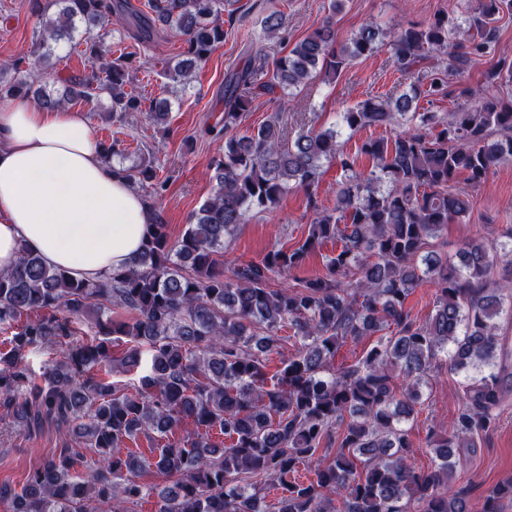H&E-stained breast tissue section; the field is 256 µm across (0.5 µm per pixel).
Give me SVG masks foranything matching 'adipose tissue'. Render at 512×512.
<instances>
[{"mask_svg":"<svg viewBox=\"0 0 512 512\" xmlns=\"http://www.w3.org/2000/svg\"><path fill=\"white\" fill-rule=\"evenodd\" d=\"M150 222L141 194L103 160L74 110L23 95L0 107V271L25 247L99 280L131 263Z\"/></svg>","mask_w":512,"mask_h":512,"instance_id":"obj_1","label":"adipose tissue"}]
</instances>
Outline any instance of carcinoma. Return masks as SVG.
<instances>
[{
	"instance_id": "cac0c4a2",
	"label": "carcinoma",
	"mask_w": 512,
	"mask_h": 512,
	"mask_svg": "<svg viewBox=\"0 0 512 512\" xmlns=\"http://www.w3.org/2000/svg\"><path fill=\"white\" fill-rule=\"evenodd\" d=\"M339 2L273 72L258 49L225 74L224 124L215 132L224 152L212 165L211 196L180 238L171 239L156 212L132 263L99 281L25 247L12 269L0 271V331H11L0 340V411L30 434L52 425L92 453L82 474L72 470L84 455L67 446L21 488L0 485L11 512H112L119 498L152 494L139 481L151 468L174 477L158 493L157 512H268L272 492L275 512H467L466 491L449 488L455 450L496 429L512 392V353L497 324L512 300V269L495 278L499 258L512 257V229L469 241L458 264L438 239L468 215L471 191L490 170L512 160V99L501 96L512 83V57L501 55L475 88L456 92L450 78L491 54L512 0H480L462 23L445 15L426 25L397 23L387 43L375 22L338 40ZM150 8L149 16L131 0H32L38 59L50 62L59 42L78 37L84 71L49 91L43 73L20 59L0 67V101L22 93L56 109L103 95L118 126L143 110L155 123L167 121V101L145 110L142 97L126 91L130 58H112L96 32L115 16L145 37L157 27L183 36L186 48L166 76L184 90L224 42V0H150ZM283 32V15L264 19L265 37L282 40ZM385 44L404 79L390 95L367 96L326 128L311 118L294 138L281 113L247 124L261 96L279 90L291 101L310 79L333 80ZM451 96L454 111L432 109ZM372 126L399 132L368 139L353 155L344 151L341 130L352 136ZM362 155L372 160L367 173L357 169ZM333 164L336 202L321 209L314 189ZM120 171L150 199L165 191L167 180L149 164ZM292 189L305 193L312 210L304 241L226 265L224 251L249 213L275 210ZM329 243L336 254L326 256L322 274L295 275ZM285 277L288 284L275 287ZM426 282L436 286L434 314L420 322L406 302ZM89 314L92 337L84 340ZM285 327L298 348L269 385L267 356ZM377 332L382 337L356 364L333 367L347 341ZM123 340L129 366L143 349L150 356L133 394L105 378L112 344ZM38 346L62 348L39 373L28 361ZM444 361L467 372V381L451 428L426 436L433 460L423 470L409 462L403 422L419 414L421 388ZM86 409L91 418L82 422ZM184 424L193 431L180 436ZM149 432L150 455L125 448ZM215 433L229 439L220 451ZM333 435L335 452L318 455ZM303 466L313 476L302 478ZM511 509L512 477L488 490L479 512Z\"/></svg>"
}]
</instances>
